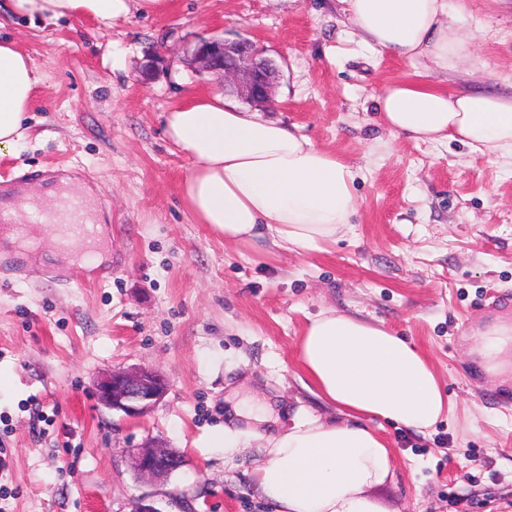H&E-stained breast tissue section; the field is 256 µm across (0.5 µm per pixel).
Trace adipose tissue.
Returning a JSON list of instances; mask_svg holds the SVG:
<instances>
[{
	"mask_svg": "<svg viewBox=\"0 0 512 512\" xmlns=\"http://www.w3.org/2000/svg\"><path fill=\"white\" fill-rule=\"evenodd\" d=\"M369 47L398 60L422 57L455 70L471 53L448 0H343ZM168 0H0L10 16H82L101 27L166 11ZM40 78L16 42L0 40V154L17 151ZM381 122L418 141H461L471 149L512 158V96L488 91L448 92L423 78L393 81L376 98ZM167 138L193 163L180 185L184 207L225 245L264 244L312 252L335 241L355 211V172L280 121L226 102L222 94L189 97L165 116ZM73 183L42 192L26 214L41 213L38 236L58 254L70 245L62 225L72 217ZM473 352L490 375L512 374V320L479 331ZM302 370L335 419L294 416L277 428L262 406L238 402L237 427L209 439L225 457L258 450L251 476L272 512H384L371 487L393 481L387 441L371 427L383 420L423 433L448 408L441 381L421 351L383 326L328 309L310 319L298 343Z\"/></svg>",
	"mask_w": 512,
	"mask_h": 512,
	"instance_id": "obj_1",
	"label": "adipose tissue"
}]
</instances>
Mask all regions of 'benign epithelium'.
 Instances as JSON below:
<instances>
[{
  "label": "benign epithelium",
  "instance_id": "benign-epithelium-1",
  "mask_svg": "<svg viewBox=\"0 0 512 512\" xmlns=\"http://www.w3.org/2000/svg\"><path fill=\"white\" fill-rule=\"evenodd\" d=\"M202 70L220 75L224 91L233 92L243 101L261 106L270 100L279 70L264 49L245 38L229 40L200 38L187 49ZM167 390V380L147 367L114 370L94 383L98 403L129 418L150 413ZM136 476L158 480L171 476L184 465L183 456L153 440L134 449L131 456Z\"/></svg>",
  "mask_w": 512,
  "mask_h": 512
}]
</instances>
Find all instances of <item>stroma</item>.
<instances>
[{
	"label": "stroma",
	"instance_id": "1",
	"mask_svg": "<svg viewBox=\"0 0 512 512\" xmlns=\"http://www.w3.org/2000/svg\"><path fill=\"white\" fill-rule=\"evenodd\" d=\"M473 36L446 74L361 43L340 0H170L157 17L102 29L84 17H17L0 28L40 77L29 136L0 155L18 192L67 178L88 187L106 235L110 279L40 244L5 276L0 240V512H265L255 451L208 445L231 396L269 405L279 424L334 409L298 365L297 342L336 309L404 336L429 360L450 410L427 434L384 422L396 476L370 494L384 512H512V383L485 376L469 337L512 314V165L458 141L390 134L374 98L422 73L449 91L512 94V0H448ZM243 36L281 67L264 116L297 128L357 172L351 224L322 252L232 248L194 223L179 195L192 163L164 116L220 92L186 47ZM145 83H138V75ZM137 366L168 380L130 419L100 406L102 372ZM155 440L185 463L161 482L136 477L132 448Z\"/></svg>",
	"mask_w": 512,
	"mask_h": 512
}]
</instances>
